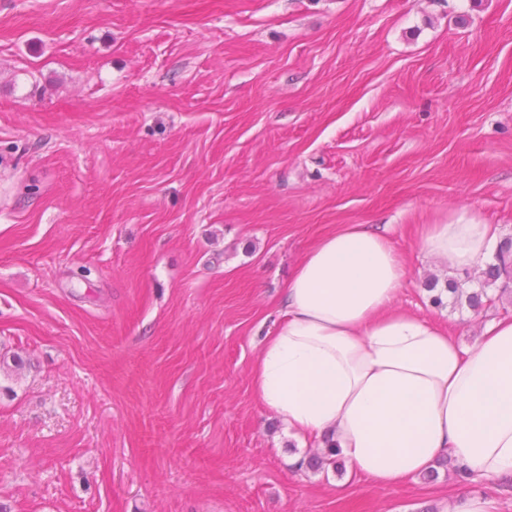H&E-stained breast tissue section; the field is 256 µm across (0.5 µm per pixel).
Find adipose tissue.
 <instances>
[{"label": "adipose tissue", "mask_w": 512, "mask_h": 512, "mask_svg": "<svg viewBox=\"0 0 512 512\" xmlns=\"http://www.w3.org/2000/svg\"><path fill=\"white\" fill-rule=\"evenodd\" d=\"M498 239V225L473 219L417 227L425 258L462 271L489 264ZM405 276L375 227L323 235L295 266L252 368L257 401L378 486L443 455L476 482L512 476V316L464 346L447 324L396 308Z\"/></svg>", "instance_id": "obj_1"}]
</instances>
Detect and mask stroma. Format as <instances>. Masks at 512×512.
<instances>
[{
    "label": "stroma",
    "instance_id": "35a3bbf8",
    "mask_svg": "<svg viewBox=\"0 0 512 512\" xmlns=\"http://www.w3.org/2000/svg\"><path fill=\"white\" fill-rule=\"evenodd\" d=\"M463 216L512 238V0H0V512H512L298 467L252 390L338 224L464 345L512 315L434 302L416 227Z\"/></svg>",
    "mask_w": 512,
    "mask_h": 512
}]
</instances>
